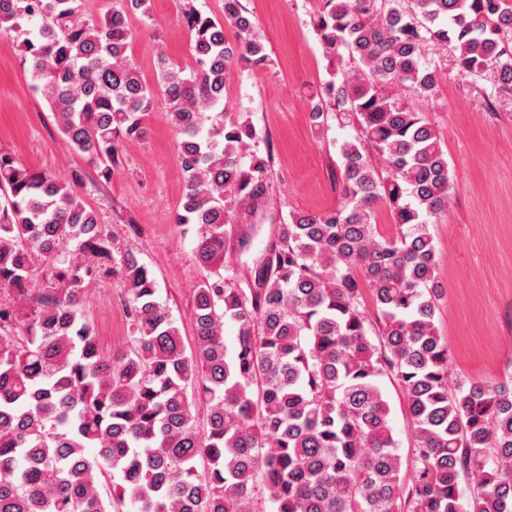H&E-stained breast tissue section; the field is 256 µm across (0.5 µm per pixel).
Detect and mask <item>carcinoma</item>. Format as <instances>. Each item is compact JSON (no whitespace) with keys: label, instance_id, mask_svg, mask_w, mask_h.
I'll return each instance as SVG.
<instances>
[{"label":"carcinoma","instance_id":"obj_1","mask_svg":"<svg viewBox=\"0 0 512 512\" xmlns=\"http://www.w3.org/2000/svg\"><path fill=\"white\" fill-rule=\"evenodd\" d=\"M80 6L0 0V32L20 38L59 132L108 181L121 141L145 137L157 106L127 55L130 15L147 14L148 0H125L101 21L80 18ZM223 13L185 0L195 68L160 55L185 178L175 223L194 226L203 270L193 347L158 302L153 273L132 253L114 259L77 180L0 151V287L33 304L20 325L0 307V512H252L258 484L274 512H512V380L448 387L430 224L448 209L452 179L413 103L447 79L425 58L431 46L451 48L457 75L489 73L512 93V0H324L313 28L328 79L308 107L318 129L330 112L356 129L339 145L342 202L291 213L241 272L226 243L237 237L247 254L261 227L236 233L231 220L267 208L270 160L251 151L255 129L230 110L224 80L269 55L241 0H224ZM380 206L397 226L391 238L376 233ZM112 272L131 344L105 354L82 299ZM35 278L46 283L37 294ZM386 379L415 440L408 475Z\"/></svg>","mask_w":512,"mask_h":512}]
</instances>
